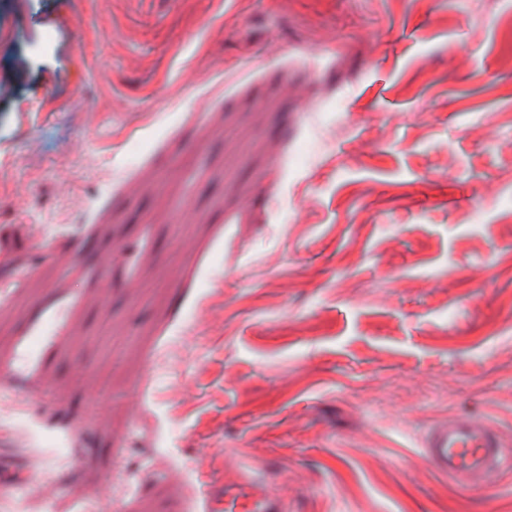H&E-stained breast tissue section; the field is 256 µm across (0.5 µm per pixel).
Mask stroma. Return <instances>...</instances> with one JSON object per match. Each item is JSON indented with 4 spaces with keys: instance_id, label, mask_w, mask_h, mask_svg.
<instances>
[{
    "instance_id": "1",
    "label": "stroma",
    "mask_w": 512,
    "mask_h": 512,
    "mask_svg": "<svg viewBox=\"0 0 512 512\" xmlns=\"http://www.w3.org/2000/svg\"><path fill=\"white\" fill-rule=\"evenodd\" d=\"M2 225L0 512H512V0H0ZM425 455L438 471L470 485H480L494 471L512 467L497 429L468 418L436 427L425 443Z\"/></svg>"
}]
</instances>
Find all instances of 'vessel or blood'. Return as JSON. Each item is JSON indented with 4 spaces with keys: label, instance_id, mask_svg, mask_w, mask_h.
I'll return each instance as SVG.
<instances>
[{
    "label": "vessel or blood",
    "instance_id": "1",
    "mask_svg": "<svg viewBox=\"0 0 512 512\" xmlns=\"http://www.w3.org/2000/svg\"><path fill=\"white\" fill-rule=\"evenodd\" d=\"M425 455L441 473L458 482L478 485L494 471L512 467L501 436L490 424L468 418L436 427L425 443Z\"/></svg>",
    "mask_w": 512,
    "mask_h": 512
}]
</instances>
